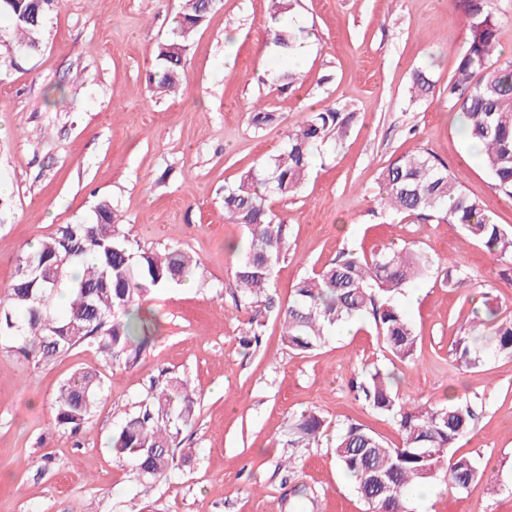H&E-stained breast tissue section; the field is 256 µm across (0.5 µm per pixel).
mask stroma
I'll return each instance as SVG.
<instances>
[{"instance_id": "stroma-1", "label": "stroma", "mask_w": 512, "mask_h": 512, "mask_svg": "<svg viewBox=\"0 0 512 512\" xmlns=\"http://www.w3.org/2000/svg\"><path fill=\"white\" fill-rule=\"evenodd\" d=\"M179 8L180 0H58L31 50L15 46L0 16V301L20 255L58 225L91 222L103 198L133 246L177 247L197 262L147 300L156 327L136 366L112 363L88 342L41 364L0 343V512H289L279 467L287 458L315 493L314 512H366L334 448L351 423L401 442L391 417L350 389L375 365L395 378L404 404L452 397L479 413L454 448L476 462L478 478L459 494L431 480L409 512H512V358L465 369L454 351L484 304L512 320V260L494 259L438 218L386 217L380 202L383 169L425 150L512 231V198L494 188L458 116L442 97H411L414 69L445 86L465 51L461 0H294L291 18L311 36L300 80L285 91L266 82L279 65L266 33L271 0H219L186 52L185 88L165 95L149 79L152 51ZM333 102L357 121L342 139H325L298 196L272 198L286 250L272 272V304L249 303L227 248L246 234L224 216V188L278 154L300 112ZM257 104L279 115L259 131L248 122ZM387 245L433 262L398 297L418 337L413 359L393 357L369 316L309 353L283 344L282 313L301 279L344 252L368 257ZM454 259L461 274L449 272ZM254 315L261 342L247 346ZM77 371L98 373L104 390L72 436L56 427L54 401ZM162 375L193 389L194 422L181 436L190 460L148 491L110 441ZM306 410L326 421L319 443L289 447V420Z\"/></svg>"}]
</instances>
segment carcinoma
<instances>
[{
    "label": "carcinoma",
    "instance_id": "1",
    "mask_svg": "<svg viewBox=\"0 0 512 512\" xmlns=\"http://www.w3.org/2000/svg\"><path fill=\"white\" fill-rule=\"evenodd\" d=\"M468 16L469 41L442 90L448 109L461 116L468 139L480 146V160L494 186L512 197V57L497 52L499 20L480 0H462ZM54 0H0V15L12 21L21 46L35 48ZM215 0H184L171 35L154 49L156 87L175 92L185 79V54L192 36L206 22ZM304 31L286 22L271 34V43L289 61ZM299 72L286 65L270 83L289 89ZM415 93L427 96L436 82L422 69L413 73ZM262 129L278 116L265 107L248 113ZM355 113L336 103L303 115L288 133L281 153L224 189V214L247 228L248 238L234 246L233 275L242 297L271 303L268 285L286 248L288 229L273 216L269 198L295 197L312 168L318 145L331 133L343 134ZM384 204L402 218L436 215L458 225L496 259L512 258V231L491 220L482 203L466 194L448 166L430 153L404 156L382 171ZM64 260L61 275L47 280L43 269ZM191 256L178 248L161 255L136 249L107 199L96 206L95 222L62 224L38 247L23 253L0 304V339L34 363L48 361L85 341L94 342L110 361L135 366L147 344V319L140 303L153 292L176 284L188 274ZM431 259L410 248H383L369 257L347 253L321 271L303 278L282 314L283 342L308 352L320 346L341 323L372 315L378 335L398 359L414 356L417 338L396 296L425 278ZM67 292L63 312L54 297ZM496 311L476 315L467 335L456 342L459 365L472 369L488 357L512 358V321H495ZM394 379L378 368L352 384L357 397L392 416L402 444L391 447L359 424H350L336 442V462L367 506V512H408L411 490L435 478L445 467L448 489L461 493L478 477L464 456L448 458L455 443L474 430L475 408L468 403L409 408L398 400ZM102 381L95 372L74 374L55 399L56 426L75 434L96 404ZM188 380L168 378L155 384L148 401L129 415L112 435V453L130 460L138 474L154 481L180 468L189 455L178 452V439L193 419ZM323 418L314 411L295 416L288 447L308 448L319 441Z\"/></svg>",
    "mask_w": 512,
    "mask_h": 512
}]
</instances>
